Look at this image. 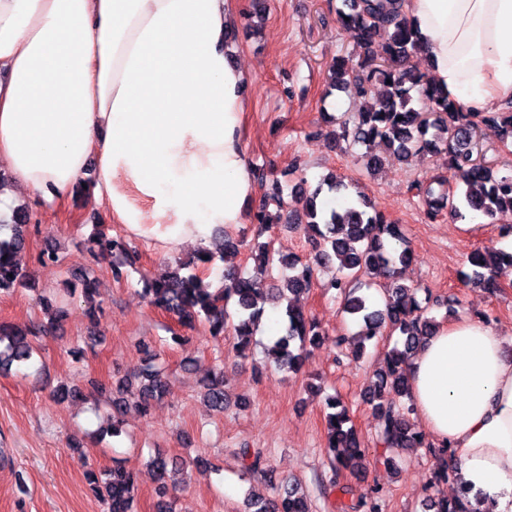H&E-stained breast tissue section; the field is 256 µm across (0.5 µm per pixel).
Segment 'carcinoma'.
I'll list each match as a JSON object with an SVG mask.
<instances>
[{"instance_id":"obj_1","label":"carcinoma","mask_w":512,"mask_h":512,"mask_svg":"<svg viewBox=\"0 0 512 512\" xmlns=\"http://www.w3.org/2000/svg\"><path fill=\"white\" fill-rule=\"evenodd\" d=\"M346 34L365 50L380 49V54L358 61L344 56L335 58L330 67L333 86L348 90L361 100L359 111L337 122L330 140L338 147L350 149L363 146L361 156L365 168L374 171L387 158L403 161L417 152L441 156L449 175H440L434 183L439 193L426 187V206L429 219L442 211L464 220L468 217H490L512 212V173L499 170L496 159L488 157L481 132L493 130L498 149L512 147V106L489 112H466L448 98V93L436 86L428 74L412 63L420 55L417 37L404 17L390 6L389 0H341L337 8ZM425 99L432 110L421 112L416 101ZM251 221L259 232L268 231L274 224L268 213V202L254 208ZM288 221L303 227L315 255L313 262L287 257L280 263L293 271L279 288L271 289L275 298L286 302L283 333L267 348V355L276 367L288 372L299 371L307 348L319 343L320 333L314 320L293 304V299L310 290L315 266L336 265V277L328 288L343 300V312L356 321L360 329L352 334L336 336L337 347L351 346L360 354L365 343L384 330L397 331L404 336L403 348L394 347L385 354L384 368L374 372V391L369 402L377 419V445L382 448L384 462L392 464L403 448H425L435 460L430 488L448 483L451 469L448 449L439 448L413 430L412 407L400 404L409 396L406 361L412 351L439 328V323L426 316V307L415 300L411 290L396 281L383 289V300L377 301L361 293L362 279L369 274L394 276L397 266L412 259L403 225L386 218L362 191L349 198L347 207L325 211L310 202L305 218L289 214ZM27 215L17 210L9 222L0 221V229L10 234L0 237V292L10 291L23 283L27 275L16 262L25 246ZM98 254H119L123 263L136 262V252L129 251L118 239L98 231L95 237ZM270 243L261 245L254 274L248 278L233 271L224 272V286L210 290L196 270L181 274L184 267L208 265L214 254L206 249L195 259L179 263L168 277L145 279L143 295L154 307L171 315L181 326L192 329L197 323L208 325L211 338L224 341L227 329H233L237 342L232 352L240 359L249 357L250 337L258 330L262 297L270 262ZM473 266L468 282L495 293L501 288V277L512 270V252L486 246L470 255ZM32 331L12 330L0 325V370L13 364L29 361L36 348ZM143 349L149 361L135 375L119 382V397L112 400V435L123 432L118 416L134 401L144 413L167 391L164 374L155 365L157 353L148 345ZM205 396L212 410L224 412V374L217 370L205 384ZM326 414L328 450L331 467L363 470L366 449L362 448L357 431L351 426L349 410L338 398H327ZM244 471L268 478L260 451L249 448L240 453ZM158 480L157 495L167 497V478L176 463L159 454L152 460ZM96 496L108 506V512H137V476L130 469L114 467L98 475L87 473ZM270 498L254 500L255 512H309L307 496L298 494L294 485H272ZM425 512H479L469 505L467 492L454 499L438 493L424 499ZM338 512H382L381 495L368 500L339 501Z\"/></svg>"}]
</instances>
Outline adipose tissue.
<instances>
[{
    "instance_id": "adipose-tissue-1",
    "label": "adipose tissue",
    "mask_w": 512,
    "mask_h": 512,
    "mask_svg": "<svg viewBox=\"0 0 512 512\" xmlns=\"http://www.w3.org/2000/svg\"><path fill=\"white\" fill-rule=\"evenodd\" d=\"M437 85L469 112L512 101V0H394ZM236 0H0V165L45 203L93 173L135 235L206 245L254 193ZM410 405L484 512H512V352L458 318L409 361Z\"/></svg>"
}]
</instances>
